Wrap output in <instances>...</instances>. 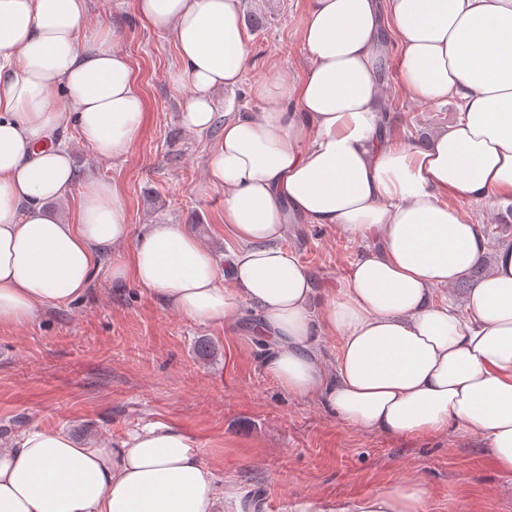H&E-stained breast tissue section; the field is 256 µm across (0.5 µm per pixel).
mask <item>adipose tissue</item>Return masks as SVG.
I'll list each match as a JSON object with an SVG mask.
<instances>
[{
    "instance_id": "1",
    "label": "adipose tissue",
    "mask_w": 512,
    "mask_h": 512,
    "mask_svg": "<svg viewBox=\"0 0 512 512\" xmlns=\"http://www.w3.org/2000/svg\"><path fill=\"white\" fill-rule=\"evenodd\" d=\"M296 81L256 84L259 111L216 93L243 80L244 0H136L170 30L191 132L224 114L206 161L236 246L216 256L177 224L133 233L118 188L89 177L77 221L53 209L78 173L55 138L76 125L99 157L124 156L143 118L128 58L86 29L87 0H0V326L81 297L113 246L112 280L132 282L202 324L259 311L261 365L297 397L350 426L428 435L462 423L512 472V243L463 306L436 301L487 252L480 224L446 195L512 206V0H309ZM396 56L413 101L454 104L427 148L389 136L380 63ZM65 108L54 106L59 91ZM364 240L350 271L312 309V278L282 246L289 225ZM338 338L335 368L315 332ZM0 512H242L181 429L153 423L105 446L33 427L0 448ZM289 512H427L406 480L362 498L307 495Z\"/></svg>"
}]
</instances>
